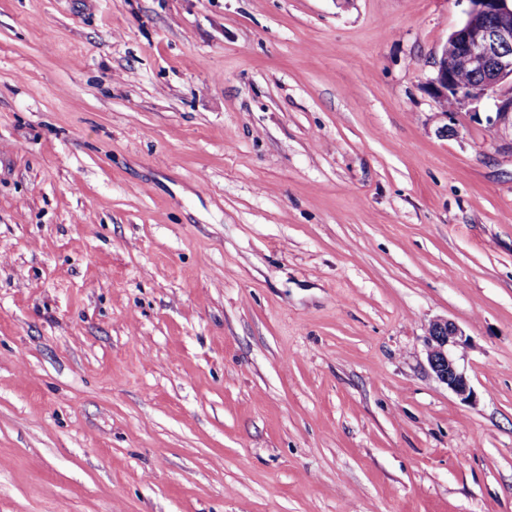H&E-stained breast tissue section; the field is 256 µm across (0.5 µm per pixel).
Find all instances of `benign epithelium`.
Instances as JSON below:
<instances>
[{"instance_id":"1","label":"benign epithelium","mask_w":512,"mask_h":512,"mask_svg":"<svg viewBox=\"0 0 512 512\" xmlns=\"http://www.w3.org/2000/svg\"><path fill=\"white\" fill-rule=\"evenodd\" d=\"M466 19L447 39L432 79L438 101L448 100L446 119L484 96L495 100L496 120L512 119V0H467ZM466 75L480 80L465 82ZM509 92H502L504 85ZM470 337L456 322L436 319L425 339L428 364L448 390L463 399L473 396L465 366Z\"/></svg>"}]
</instances>
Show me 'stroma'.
<instances>
[{"mask_svg": "<svg viewBox=\"0 0 512 512\" xmlns=\"http://www.w3.org/2000/svg\"><path fill=\"white\" fill-rule=\"evenodd\" d=\"M465 9L0 0V512H512V122L428 85ZM469 346V335L456 322L436 319L429 324L425 339L428 364L436 378L463 399L473 396L465 366Z\"/></svg>", "mask_w": 512, "mask_h": 512, "instance_id": "35a3bbf8", "label": "stroma"}]
</instances>
